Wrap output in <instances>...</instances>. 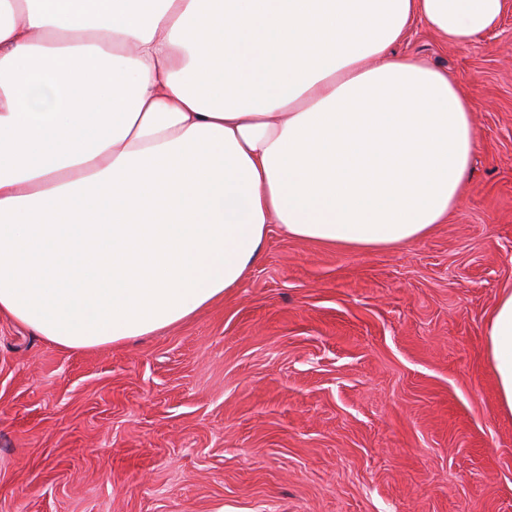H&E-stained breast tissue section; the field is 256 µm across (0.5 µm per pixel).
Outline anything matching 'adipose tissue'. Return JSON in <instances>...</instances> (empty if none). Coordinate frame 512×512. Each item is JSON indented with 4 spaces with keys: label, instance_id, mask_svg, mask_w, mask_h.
<instances>
[{
    "label": "adipose tissue",
    "instance_id": "ef3b65f1",
    "mask_svg": "<svg viewBox=\"0 0 512 512\" xmlns=\"http://www.w3.org/2000/svg\"><path fill=\"white\" fill-rule=\"evenodd\" d=\"M507 0H0V314L77 350L238 287L271 225L397 248L469 180L471 102L392 52ZM487 348L512 416V292Z\"/></svg>",
    "mask_w": 512,
    "mask_h": 512
}]
</instances>
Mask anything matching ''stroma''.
Instances as JSON below:
<instances>
[{
    "label": "stroma",
    "instance_id": "35a3bbf8",
    "mask_svg": "<svg viewBox=\"0 0 512 512\" xmlns=\"http://www.w3.org/2000/svg\"><path fill=\"white\" fill-rule=\"evenodd\" d=\"M395 51L472 104L471 181L394 249L271 227L192 318L69 350L0 316V512H512L489 315L512 290V8Z\"/></svg>",
    "mask_w": 512,
    "mask_h": 512
}]
</instances>
